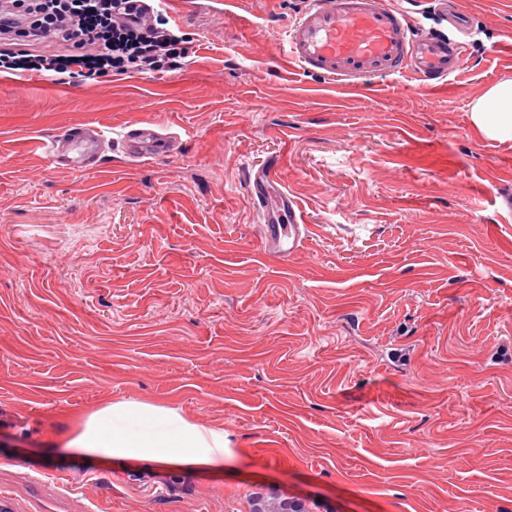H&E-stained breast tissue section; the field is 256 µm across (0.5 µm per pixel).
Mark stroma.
<instances>
[{"label": "stroma", "mask_w": 512, "mask_h": 512, "mask_svg": "<svg viewBox=\"0 0 512 512\" xmlns=\"http://www.w3.org/2000/svg\"><path fill=\"white\" fill-rule=\"evenodd\" d=\"M306 6L170 0L179 70L0 74V512H512V140L471 121L512 80V0H463L435 86L302 71ZM74 124L174 149L50 165ZM273 160L308 226L285 258L247 192ZM130 400L223 428V467L52 454Z\"/></svg>", "instance_id": "obj_1"}]
</instances>
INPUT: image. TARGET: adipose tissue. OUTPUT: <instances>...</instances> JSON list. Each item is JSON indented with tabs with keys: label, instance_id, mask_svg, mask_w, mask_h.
<instances>
[{
	"label": "adipose tissue",
	"instance_id": "obj_1",
	"mask_svg": "<svg viewBox=\"0 0 512 512\" xmlns=\"http://www.w3.org/2000/svg\"><path fill=\"white\" fill-rule=\"evenodd\" d=\"M471 120L485 137L512 140V81L491 86L473 105ZM64 452L147 461L163 470H200L224 464V431L154 401L104 404L75 417L56 438Z\"/></svg>",
	"mask_w": 512,
	"mask_h": 512
}]
</instances>
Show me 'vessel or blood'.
<instances>
[{
  "label": "vessel or blood",
  "instance_id": "b4317fda",
  "mask_svg": "<svg viewBox=\"0 0 512 512\" xmlns=\"http://www.w3.org/2000/svg\"><path fill=\"white\" fill-rule=\"evenodd\" d=\"M452 35H413L405 16L383 0H309L301 16L286 26L283 49L310 73L341 80L375 75H410L424 82L447 80L465 52L461 37L470 21L458 0H445ZM51 165L73 171L97 169L106 149L132 159L160 158L171 151L169 137L153 128H129L121 139L95 126L76 124L43 142ZM270 164L250 174L248 194L260 218V238L274 254L293 253L307 226L297 200L286 192Z\"/></svg>",
  "mask_w": 512,
  "mask_h": 512
}]
</instances>
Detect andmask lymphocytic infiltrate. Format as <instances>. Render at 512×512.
I'll use <instances>...</instances> for the list:
<instances>
[{"mask_svg":"<svg viewBox=\"0 0 512 512\" xmlns=\"http://www.w3.org/2000/svg\"><path fill=\"white\" fill-rule=\"evenodd\" d=\"M134 0H0V72H34L56 84L179 68L187 55L165 6L143 25Z\"/></svg>","mask_w":512,"mask_h":512,"instance_id":"obj_1","label":"lymphocytic infiltrate"}]
</instances>
